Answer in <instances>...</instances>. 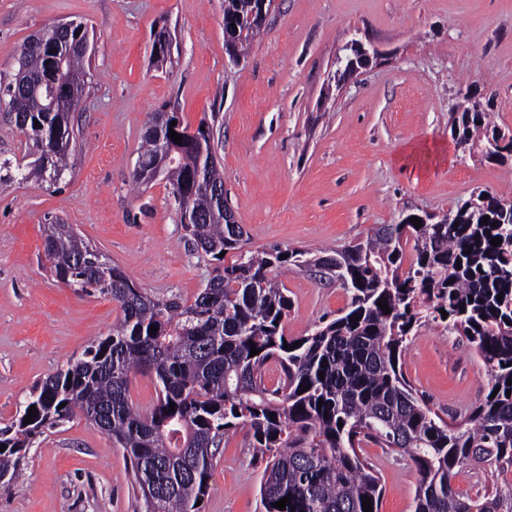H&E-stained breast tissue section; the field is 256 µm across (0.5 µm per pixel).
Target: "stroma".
<instances>
[{
  "mask_svg": "<svg viewBox=\"0 0 512 512\" xmlns=\"http://www.w3.org/2000/svg\"><path fill=\"white\" fill-rule=\"evenodd\" d=\"M94 30L88 87L71 124L77 141L57 183L0 186V428L35 384L121 312L110 297L57 280L45 229L60 221L136 286L191 301L218 263L194 249L164 182L135 186L146 124L176 110L212 127L224 192L244 231L234 262L272 247L332 254L406 215L443 216L472 193L512 202V158L456 149L454 117L481 102L512 137V0H276L244 56L224 40V0H0V74L20 46L65 21ZM168 27L171 61L152 55ZM359 42L368 63L340 61ZM444 147L442 164L403 163L406 144ZM288 337L311 334L347 309L349 294L316 270L285 264ZM399 365L432 411L463 420L487 391L467 340L437 321L409 338ZM362 457L383 489L380 512H413L417 472L404 453L372 442ZM265 463L247 431L216 448L202 512H263ZM0 512H141L121 449L83 416L36 437L23 476L0 489Z\"/></svg>",
  "mask_w": 512,
  "mask_h": 512,
  "instance_id": "stroma-1",
  "label": "stroma"
}]
</instances>
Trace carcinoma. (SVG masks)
I'll use <instances>...</instances> for the list:
<instances>
[{"label":"carcinoma","mask_w":512,"mask_h":512,"mask_svg":"<svg viewBox=\"0 0 512 512\" xmlns=\"http://www.w3.org/2000/svg\"><path fill=\"white\" fill-rule=\"evenodd\" d=\"M258 3L224 0V22L239 30L226 41L235 52L261 28ZM88 52L86 23L51 28L23 43L17 73L0 78V112L36 155L26 179L55 182L66 170L74 142L69 116L84 96ZM59 82L72 86L77 102L54 99ZM174 119L153 114L132 179L165 182L193 247L221 263V252L241 249L244 232L224 223L229 207L212 131L204 122L193 132L179 123L177 144L169 137ZM480 134L497 135L488 113L465 109L454 139L470 146ZM501 205L480 191L437 221L428 215L417 228L407 216L381 224L333 255L272 248L241 256L192 302L148 294L69 225H47L44 250L55 277L110 297L122 316L112 333L36 385L16 419L0 428L7 445L0 487L19 477L37 436L80 413L123 450L143 512H202L197 501L207 495L212 449L239 424L266 462L264 512H363L364 497L379 512L380 480L358 453L367 439L410 456L419 474L414 512H512V219ZM494 237L501 245H491ZM284 264L327 274L342 268L350 294L344 314L308 336L288 337L290 300L271 275ZM438 319L473 345L488 376V394L462 423L433 412L398 365L408 337L422 321ZM253 345L260 350L254 357ZM270 362L281 373L273 389L265 384ZM139 372L154 374L158 387L146 412L128 399ZM33 405L38 414L27 424ZM468 467L485 471L490 483L465 497L453 480ZM286 496L285 510L273 506Z\"/></svg>","instance_id":"1"}]
</instances>
